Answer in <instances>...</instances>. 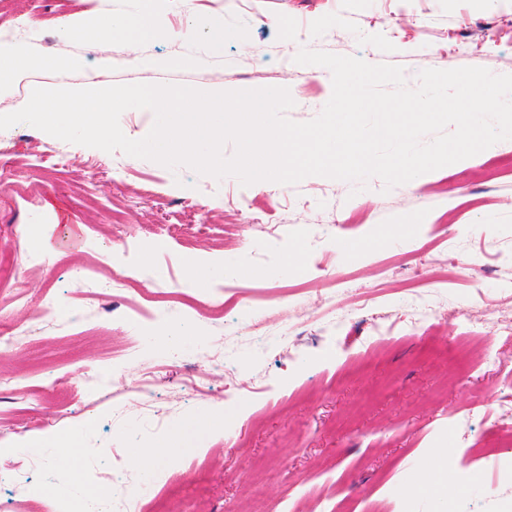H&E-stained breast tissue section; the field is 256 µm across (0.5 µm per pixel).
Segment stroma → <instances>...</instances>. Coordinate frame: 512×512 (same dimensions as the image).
Instances as JSON below:
<instances>
[{
    "mask_svg": "<svg viewBox=\"0 0 512 512\" xmlns=\"http://www.w3.org/2000/svg\"><path fill=\"white\" fill-rule=\"evenodd\" d=\"M168 38L101 35L132 0H0V29L68 70L20 72L0 114L37 87L174 84L226 90L288 81L287 116L315 118L332 80L294 65L300 47L416 75L477 66L512 74V0H157ZM92 28L61 42L74 18ZM224 26L213 48L209 22ZM194 26L193 39L180 38ZM56 139L0 131V246L26 245L20 289L1 295L0 512H74L85 487L149 500L175 483L170 512H512V140L385 189L310 176L244 186L123 152L66 144V167L31 163ZM492 221L484 231L480 222ZM80 241L54 246L63 226ZM207 271L201 285L189 268ZM466 265V279H453ZM181 291L198 311L133 316L105 281ZM430 309L418 316L411 299ZM223 301L212 319L210 304ZM485 321L471 338L469 321ZM149 384L153 407L126 390ZM219 420L204 430V418ZM84 463L62 484L56 459ZM161 448L149 467L131 451ZM446 452L454 494L421 488Z\"/></svg>",
    "mask_w": 512,
    "mask_h": 512,
    "instance_id": "obj_1",
    "label": "stroma"
}]
</instances>
